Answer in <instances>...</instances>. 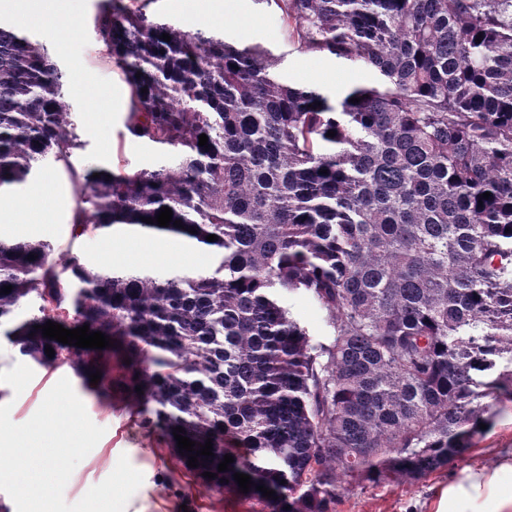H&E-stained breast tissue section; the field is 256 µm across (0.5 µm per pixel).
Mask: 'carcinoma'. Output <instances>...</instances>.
Returning a JSON list of instances; mask_svg holds the SVG:
<instances>
[{
    "label": "carcinoma",
    "instance_id": "cac0c4a2",
    "mask_svg": "<svg viewBox=\"0 0 512 512\" xmlns=\"http://www.w3.org/2000/svg\"><path fill=\"white\" fill-rule=\"evenodd\" d=\"M263 2L298 51L380 84L333 104L263 49L107 0L97 35L130 87L126 127L180 162L87 171L74 232L139 227L220 262L160 277L0 239V327L34 296L37 314L4 330L22 357L86 382L99 371L108 394L153 405L185 465L174 428L196 451L212 439L192 469L208 488L239 493V472L267 512H329L343 481H419L464 458L485 400L512 401V0ZM75 147L56 63L1 25L0 186ZM163 207L182 227L142 221ZM279 291L318 303L329 344L311 343ZM50 320L113 346L45 338L34 326Z\"/></svg>",
    "mask_w": 512,
    "mask_h": 512
}]
</instances>
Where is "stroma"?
I'll return each mask as SVG.
<instances>
[{
	"label": "stroma",
	"mask_w": 512,
	"mask_h": 512,
	"mask_svg": "<svg viewBox=\"0 0 512 512\" xmlns=\"http://www.w3.org/2000/svg\"><path fill=\"white\" fill-rule=\"evenodd\" d=\"M105 3L60 0V14L53 23L26 28L32 40L49 50L64 76L77 146L68 163L51 162L39 169V176L49 180L48 202L39 208L13 210L6 223H0V238L44 240L51 243L55 256L74 255L95 267H132L158 276L185 270L206 272L215 265L211 253L195 252L189 267H182L166 254L173 244L169 237L133 238L121 233L107 239L92 234L78 236L73 231L70 215L77 208L76 176L118 165L132 173L176 161L175 153L133 139L126 130L124 105L130 89L113 61L104 55L96 35V19ZM201 4L202 0H150L147 9L183 30H200L208 35L217 32L225 42L266 49L287 82L315 88L333 102L354 88L377 82L376 73L361 64L297 51L287 39L279 13L261 0H237L235 9L227 11L220 24L204 20ZM278 298L312 343H330L332 329L313 299L295 292L279 293ZM0 365L17 377L14 390L0 391V405H10L14 423L27 422L49 390L65 377L92 422L105 430L67 482L63 492L67 503L78 502L91 487L104 481L124 455L148 483L153 512H258L256 501L211 490L190 475L171 454L161 431L147 425L152 415L150 407L108 398L102 390L85 384L71 364L38 366L26 362L3 335ZM488 413L491 424L465 460L453 462L420 481L341 483L330 512H455L452 489L468 487L471 475L478 472L494 478L496 490L511 491L512 401L491 403Z\"/></svg>",
	"instance_id": "obj_1"
}]
</instances>
